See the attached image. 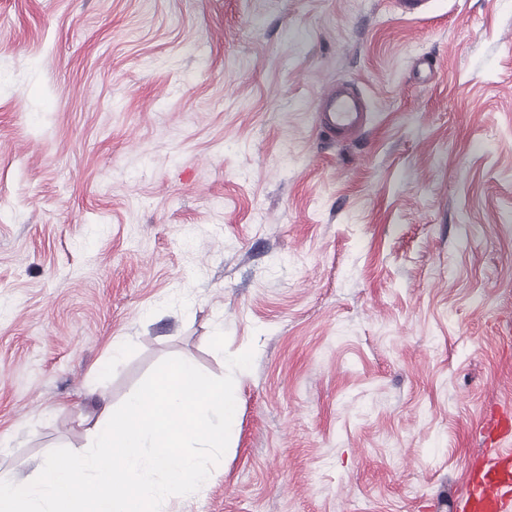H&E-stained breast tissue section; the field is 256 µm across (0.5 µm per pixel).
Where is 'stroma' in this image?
<instances>
[{"instance_id": "35a3bbf8", "label": "stroma", "mask_w": 512, "mask_h": 512, "mask_svg": "<svg viewBox=\"0 0 512 512\" xmlns=\"http://www.w3.org/2000/svg\"><path fill=\"white\" fill-rule=\"evenodd\" d=\"M171 356L237 413L169 512H453L512 409V0H0V474ZM364 103L360 96L351 90H338L327 99V108L322 105L319 118L322 125L330 132L340 134L359 125Z\"/></svg>"}]
</instances>
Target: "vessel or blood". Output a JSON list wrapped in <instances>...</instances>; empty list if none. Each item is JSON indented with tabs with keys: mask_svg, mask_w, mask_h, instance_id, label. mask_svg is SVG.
I'll use <instances>...</instances> for the list:
<instances>
[{
	"mask_svg": "<svg viewBox=\"0 0 512 512\" xmlns=\"http://www.w3.org/2000/svg\"><path fill=\"white\" fill-rule=\"evenodd\" d=\"M363 110L364 103L356 92L339 90L329 95L319 118L328 131L339 134L358 126ZM480 433L486 450L470 466L457 512H512V448L502 445L512 436V417L491 412L483 419Z\"/></svg>",
	"mask_w": 512,
	"mask_h": 512,
	"instance_id": "1",
	"label": "vessel or blood"
}]
</instances>
